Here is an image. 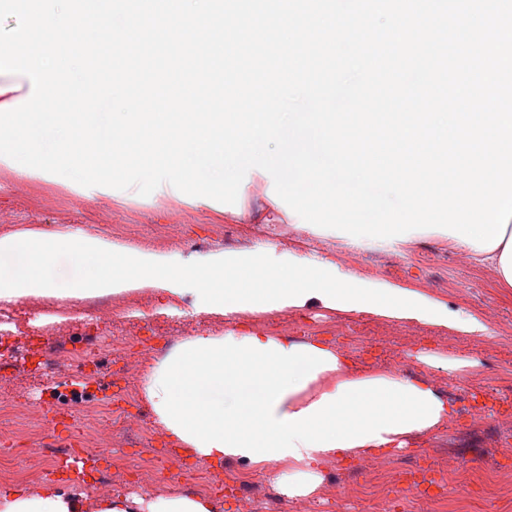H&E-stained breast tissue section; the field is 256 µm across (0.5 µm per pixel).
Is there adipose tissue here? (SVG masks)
<instances>
[{
    "mask_svg": "<svg viewBox=\"0 0 512 512\" xmlns=\"http://www.w3.org/2000/svg\"><path fill=\"white\" fill-rule=\"evenodd\" d=\"M144 397L167 436L201 460H238L263 470L288 497L321 484L328 459L348 461L407 447L454 410L427 381L390 372L355 375L327 341L255 331L199 334L151 368ZM210 495L114 492L91 497L52 484L0 487V512H223Z\"/></svg>",
    "mask_w": 512,
    "mask_h": 512,
    "instance_id": "adipose-tissue-1",
    "label": "adipose tissue"
}]
</instances>
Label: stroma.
<instances>
[{
  "label": "stroma",
  "mask_w": 512,
  "mask_h": 512,
  "mask_svg": "<svg viewBox=\"0 0 512 512\" xmlns=\"http://www.w3.org/2000/svg\"><path fill=\"white\" fill-rule=\"evenodd\" d=\"M218 225L228 228L229 240L214 234ZM25 232L105 237L121 247L182 260L224 251L331 266L368 288L422 294L449 317L477 318L488 331L473 334L320 305L223 315L201 311L192 290L172 295L148 283L105 295V303L118 306L119 317L87 326L82 321L85 300L29 296L13 305L20 336H42L49 346L70 349L88 334L101 337L103 344L92 363L62 369L59 398L50 409L40 402L47 387L32 371L20 368L0 376V398L35 407L40 420L42 435L31 445L15 435L13 421L0 418V444L12 446L19 468L29 469L49 447L52 418H65L74 432H82L83 413L95 405L98 383L111 381L114 371L127 363V382L137 395L131 424L146 426L143 443L131 447L107 439L92 451L102 455V468L112 475L110 491L135 493L143 445L158 455L173 446L142 395L151 365L191 336L256 330L294 340L322 337L339 344L355 367L379 365L426 380L456 408L441 429L402 451L348 462L326 460L322 484L333 487L334 498L319 493L297 499L281 495L272 512H465L469 507L512 512V289L500 287L496 272L469 260L447 233L355 237L303 225L288 207L277 224L246 223L170 189L142 196L132 188H78L54 177L21 178L0 164V238ZM447 360L459 361V369H444ZM200 465V460L181 452L169 460L148 494L188 493L190 477ZM377 470L388 474L390 493L384 500L366 491ZM211 475L209 493L223 499L224 512H252L253 507L251 496L226 489L227 478L243 477L262 492L276 487L266 473L232 460L213 468Z\"/></svg>",
  "instance_id": "1"
}]
</instances>
